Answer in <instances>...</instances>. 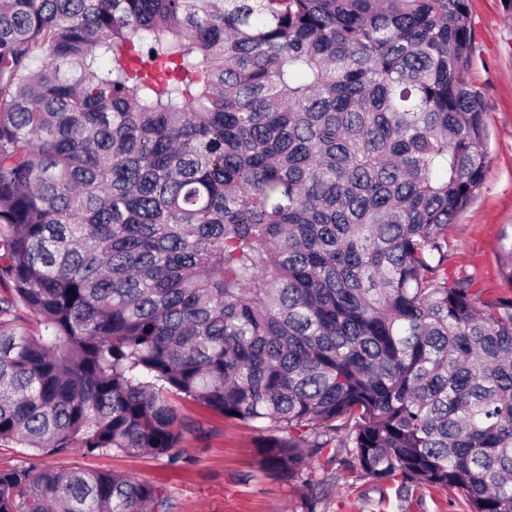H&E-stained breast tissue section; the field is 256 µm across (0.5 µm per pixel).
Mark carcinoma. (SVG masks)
<instances>
[{
	"label": "carcinoma",
	"instance_id": "1",
	"mask_svg": "<svg viewBox=\"0 0 512 512\" xmlns=\"http://www.w3.org/2000/svg\"><path fill=\"white\" fill-rule=\"evenodd\" d=\"M467 0H0V443L184 459L175 393L262 466L512 512V297L448 278L483 184ZM0 512H172L0 468ZM0 321L2 330H10L18 324L32 333H37L40 329L37 318L21 304H18L9 314L0 315Z\"/></svg>",
	"mask_w": 512,
	"mask_h": 512
}]
</instances>
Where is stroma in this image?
I'll return each mask as SVG.
<instances>
[{"label":"stroma","instance_id":"obj_1","mask_svg":"<svg viewBox=\"0 0 512 512\" xmlns=\"http://www.w3.org/2000/svg\"><path fill=\"white\" fill-rule=\"evenodd\" d=\"M468 13L474 43L465 79L484 102L488 165L480 191L448 229V272L474 274L489 294L512 297V281L501 274L502 235L512 233V10L506 0H468ZM171 402L189 425L179 465L115 451L35 456L1 443L0 467L131 474L163 487L173 512H461L456 491L435 495L422 506L394 501L383 507L374 483L362 481L351 492L313 499L301 482L262 468L257 451L262 434L253 426L177 395Z\"/></svg>","mask_w":512,"mask_h":512}]
</instances>
